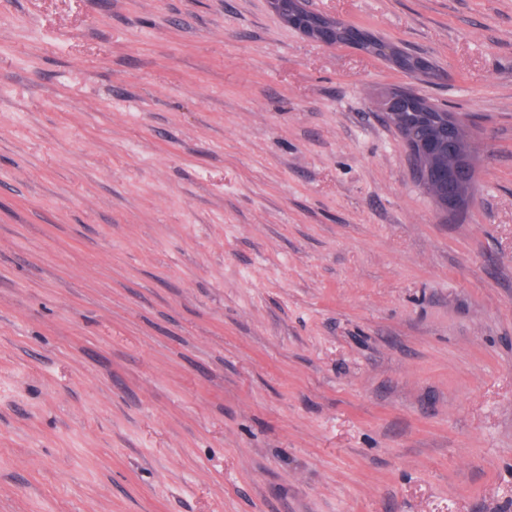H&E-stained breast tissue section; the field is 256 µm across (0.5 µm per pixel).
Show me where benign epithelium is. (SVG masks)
<instances>
[{"mask_svg": "<svg viewBox=\"0 0 512 512\" xmlns=\"http://www.w3.org/2000/svg\"><path fill=\"white\" fill-rule=\"evenodd\" d=\"M269 2L289 27L324 45L338 44L333 35L336 20L308 11L305 0ZM385 115L410 156L425 162L418 169L419 178L441 210L452 213L463 208L473 188L475 170L464 121L457 114L448 113V143L441 145L434 129L406 124L404 114L394 111V102L388 103Z\"/></svg>", "mask_w": 512, "mask_h": 512, "instance_id": "obj_1", "label": "benign epithelium"}]
</instances>
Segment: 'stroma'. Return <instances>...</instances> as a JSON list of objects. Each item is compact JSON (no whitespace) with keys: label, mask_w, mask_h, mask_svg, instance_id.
Segmentation results:
<instances>
[{"label":"stroma","mask_w":512,"mask_h":512,"mask_svg":"<svg viewBox=\"0 0 512 512\" xmlns=\"http://www.w3.org/2000/svg\"><path fill=\"white\" fill-rule=\"evenodd\" d=\"M307 6L440 78L268 0H0V512H512V0ZM288 0H269L270 6L289 27L300 31L305 36L324 45L342 44L336 40V17L319 15L308 11L303 0H289L295 5L288 9L284 3ZM313 17L312 24L307 23L305 16ZM330 17V18H329ZM395 100L386 106V118L398 132L413 159L425 165L417 169L426 190L448 214L463 208L473 188L474 164L464 121L454 112L423 103L429 111L411 107L407 112H448V144L439 146V133L427 126L405 123L404 112H394Z\"/></svg>","instance_id":"stroma-1"}]
</instances>
